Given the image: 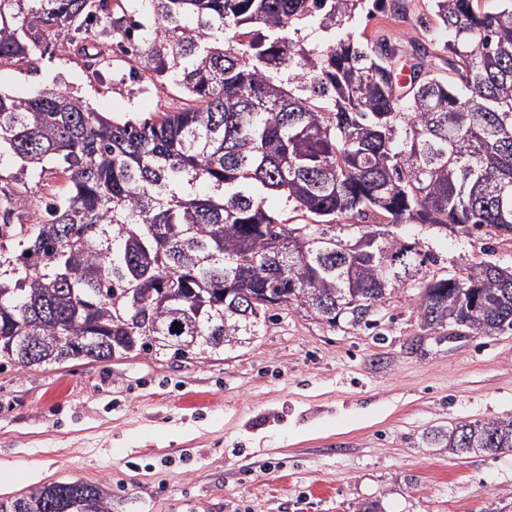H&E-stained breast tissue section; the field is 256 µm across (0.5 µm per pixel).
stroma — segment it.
<instances>
[{
	"label": "stroma",
	"mask_w": 512,
	"mask_h": 512,
	"mask_svg": "<svg viewBox=\"0 0 512 512\" xmlns=\"http://www.w3.org/2000/svg\"><path fill=\"white\" fill-rule=\"evenodd\" d=\"M396 16L358 15L375 40L428 41L426 0ZM57 46L27 72L0 67V89L55 85L95 111L146 118L179 107L171 84L133 77L128 56ZM432 274L468 262L512 265V237L430 228ZM512 418V330L455 336L421 328L402 288L368 326L274 309L248 346L205 358L141 354L0 368V501L80 480L112 512H512V450L454 454L458 422Z\"/></svg>",
	"instance_id": "stroma-1"
}]
</instances>
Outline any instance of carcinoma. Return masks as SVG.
<instances>
[{"label": "carcinoma", "mask_w": 512, "mask_h": 512, "mask_svg": "<svg viewBox=\"0 0 512 512\" xmlns=\"http://www.w3.org/2000/svg\"><path fill=\"white\" fill-rule=\"evenodd\" d=\"M136 34L105 0H0V66L34 69L97 27L135 75L186 105L143 121L57 87L0 92V366L216 352L279 306L368 325L418 289L421 329L512 330V270L423 277L430 254L395 231L512 235V0H428L439 36L396 82L403 42L353 30L366 0H150ZM448 67L444 80L424 59ZM60 190L28 222L31 179ZM300 213L285 224L267 197ZM392 226L368 239V227ZM448 448L512 449V419L460 422ZM112 512L98 486L56 482L0 512Z\"/></svg>", "instance_id": "1"}]
</instances>
